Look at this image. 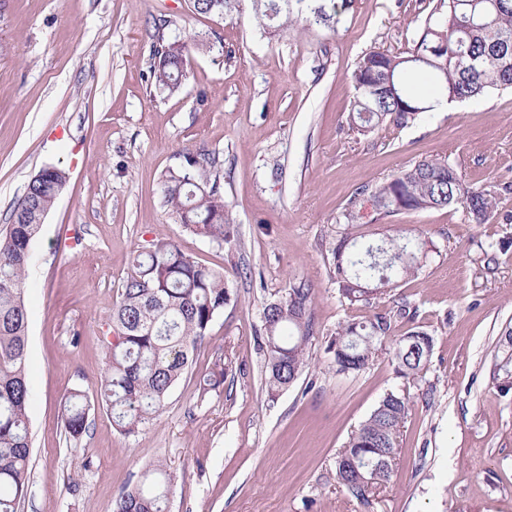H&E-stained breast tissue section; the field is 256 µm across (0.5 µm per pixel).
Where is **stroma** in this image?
Here are the masks:
<instances>
[{"label":"stroma","mask_w":512,"mask_h":512,"mask_svg":"<svg viewBox=\"0 0 512 512\" xmlns=\"http://www.w3.org/2000/svg\"><path fill=\"white\" fill-rule=\"evenodd\" d=\"M433 5L355 0L337 29L270 35L249 10L225 19L191 0H0V226L43 167L69 175L24 291L32 452L19 512H112L158 463L171 479L167 512H512V391L498 374L512 355V192L501 190L512 184V90L372 136L349 121L357 62L406 55ZM176 39L191 47L171 95L151 66ZM189 154L212 162L232 243L194 234L164 203V179ZM424 158L491 192L485 223L459 204L377 217L359 187ZM352 201L355 234L405 228L434 245L394 292L433 334V353L410 390L394 473L364 502L339 483L336 459L399 381L384 353L356 375L329 366L338 325L373 313L345 303L333 278L329 247ZM158 239L223 271L230 300L151 424L125 436L95 410L70 440L64 399L96 395L112 309ZM301 280L316 294L309 364L272 401L262 307ZM223 362V383L202 390Z\"/></svg>","instance_id":"obj_1"}]
</instances>
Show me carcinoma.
Returning a JSON list of instances; mask_svg holds the SVG:
<instances>
[{
  "instance_id": "carcinoma-1",
  "label": "carcinoma",
  "mask_w": 512,
  "mask_h": 512,
  "mask_svg": "<svg viewBox=\"0 0 512 512\" xmlns=\"http://www.w3.org/2000/svg\"><path fill=\"white\" fill-rule=\"evenodd\" d=\"M242 0H193L199 14L232 17ZM256 24L277 31L294 21L335 28L353 0H249ZM188 44H169L158 56V86L178 92L185 76ZM356 92L350 121L368 136L393 125L402 128L433 112L441 100L464 101L492 90L512 89V0H437L418 41L407 56L371 51L351 74ZM65 170L46 167L27 184L10 224L0 232V512H18L28 490L31 393L26 374L28 314L24 302L26 269L41 221L65 187ZM207 166L187 159V167L165 180V200L190 231L219 246L234 241L231 210L209 185ZM381 217L461 204L481 224L493 208L486 190L466 185L445 160L424 159L390 180L362 187ZM356 199L342 213L332 248L340 297L351 305L371 306L399 282L417 275L431 247L422 235L403 231L378 243L351 232ZM230 299L224 274L194 260L173 241L158 240L136 257L135 275L126 281L111 322L118 343H107L109 365L100 378L97 402L126 435L135 434L161 410L191 355ZM315 291L293 282L263 308L265 381L270 398L292 385L307 365L316 334ZM403 303L369 319L338 326L327 346L338 374H359L391 342V364L401 385L386 392L351 435L336 461L340 484L355 498L393 473L397 438L410 410L409 388L421 378L434 338L420 326L392 335L397 322L414 320ZM91 401L85 391L69 392L61 413L68 438L89 428ZM148 472L150 488L123 490L112 512H166L169 487Z\"/></svg>"
}]
</instances>
